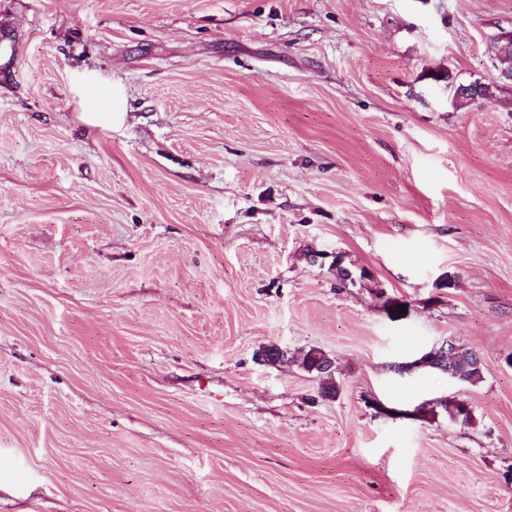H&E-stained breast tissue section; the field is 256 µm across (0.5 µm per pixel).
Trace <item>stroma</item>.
<instances>
[{
	"instance_id": "stroma-1",
	"label": "stroma",
	"mask_w": 512,
	"mask_h": 512,
	"mask_svg": "<svg viewBox=\"0 0 512 512\" xmlns=\"http://www.w3.org/2000/svg\"><path fill=\"white\" fill-rule=\"evenodd\" d=\"M510 30L512 0H0V512H512ZM448 339L483 382L394 371ZM268 344L325 350L337 399ZM451 397L472 423L413 414Z\"/></svg>"
}]
</instances>
